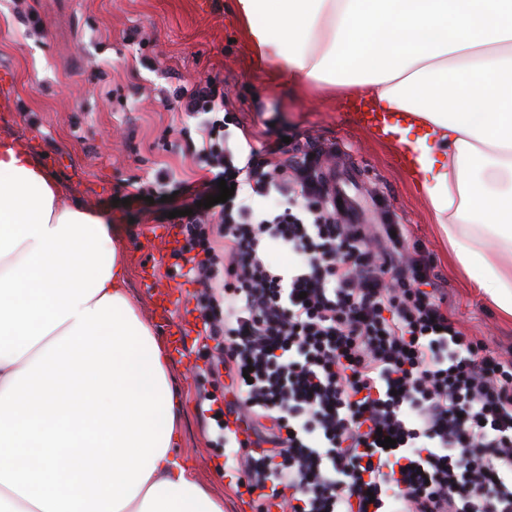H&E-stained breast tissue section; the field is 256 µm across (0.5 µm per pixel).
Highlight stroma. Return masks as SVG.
Returning a JSON list of instances; mask_svg holds the SVG:
<instances>
[{
  "instance_id": "stroma-1",
  "label": "stroma",
  "mask_w": 512,
  "mask_h": 512,
  "mask_svg": "<svg viewBox=\"0 0 512 512\" xmlns=\"http://www.w3.org/2000/svg\"><path fill=\"white\" fill-rule=\"evenodd\" d=\"M232 7L233 0H23L31 17L24 23L11 0H0V96L17 102L16 110H0V136L19 138L41 156L62 203L111 215L126 247L131 296L151 320L143 267L154 266L184 298L194 291L181 276V259L158 255L149 234L157 216L192 208L194 197L165 199L152 180L163 164L196 183L206 176L195 165L198 121L176 110L172 91L185 81L218 78L237 164L277 135L334 149L321 171L328 180L355 174L346 189L354 219L403 225L409 244L431 257L448 312L462 330L512 352V319L455 271L447 238L393 148L329 89L306 101L256 69ZM135 32L147 38L146 46L131 42ZM141 186L150 187L151 200L124 202ZM187 344L185 358L170 367L184 401L175 453L195 462L198 480L223 500L224 512H252L248 496L236 493L233 472L224 470V449L204 430L197 405L199 390L220 399L224 385L213 381L197 354L202 337L190 334Z\"/></svg>"
}]
</instances>
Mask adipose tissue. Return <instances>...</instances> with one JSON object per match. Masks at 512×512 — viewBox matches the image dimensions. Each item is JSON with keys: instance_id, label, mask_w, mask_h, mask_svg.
Listing matches in <instances>:
<instances>
[{"instance_id": "obj_1", "label": "adipose tissue", "mask_w": 512, "mask_h": 512, "mask_svg": "<svg viewBox=\"0 0 512 512\" xmlns=\"http://www.w3.org/2000/svg\"><path fill=\"white\" fill-rule=\"evenodd\" d=\"M289 89L367 92L455 270L512 317V0H233ZM106 214L0 139V512H224Z\"/></svg>"}]
</instances>
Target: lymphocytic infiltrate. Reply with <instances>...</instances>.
<instances>
[{"label": "lymphocytic infiltrate", "mask_w": 512, "mask_h": 512, "mask_svg": "<svg viewBox=\"0 0 512 512\" xmlns=\"http://www.w3.org/2000/svg\"><path fill=\"white\" fill-rule=\"evenodd\" d=\"M173 98L200 116L196 156L213 177L162 172L158 184L202 201L214 181L235 183L226 202L172 224L215 343L208 371L229 379L215 425L246 432L234 470L258 512L272 500L283 512H512V357L459 329L400 225L341 223L309 154L284 161L275 140L236 166L222 81ZM247 189L275 207L255 211ZM274 251L292 256L291 274Z\"/></svg>", "instance_id": "1"}]
</instances>
